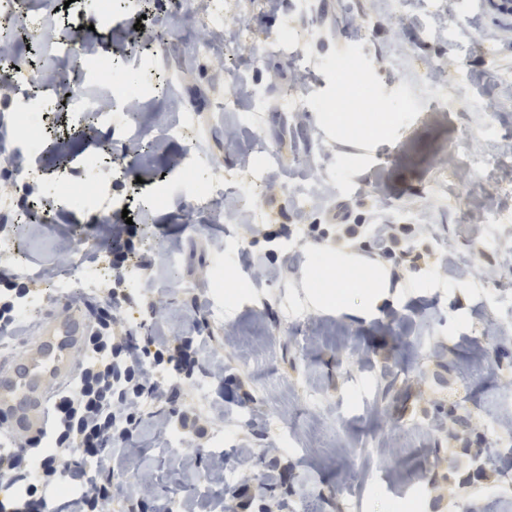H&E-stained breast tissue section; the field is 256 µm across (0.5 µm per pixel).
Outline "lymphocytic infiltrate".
<instances>
[{
    "mask_svg": "<svg viewBox=\"0 0 512 512\" xmlns=\"http://www.w3.org/2000/svg\"><path fill=\"white\" fill-rule=\"evenodd\" d=\"M363 235L382 254L410 264L428 258L404 224H342L336 241L347 245ZM100 292L97 298L82 292L74 297L96 317L75 383L51 401L45 432L0 450V478L11 488L0 499V512H114L119 498L103 466L134 440L146 419L163 435L180 427L177 467H187L199 453L205 432L195 421L185 415L149 419L145 412L170 401L174 377L192 376L206 337L133 340L125 329L121 278L102 283Z\"/></svg>",
    "mask_w": 512,
    "mask_h": 512,
    "instance_id": "f902f5d3",
    "label": "lymphocytic infiltrate"
}]
</instances>
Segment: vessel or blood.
<instances>
[{
  "label": "vessel or blood",
  "mask_w": 512,
  "mask_h": 512,
  "mask_svg": "<svg viewBox=\"0 0 512 512\" xmlns=\"http://www.w3.org/2000/svg\"><path fill=\"white\" fill-rule=\"evenodd\" d=\"M89 329L81 310L63 318L42 313L25 349L0 362V413L14 419L17 430L45 429L49 392L75 377Z\"/></svg>",
  "instance_id": "obj_1"
}]
</instances>
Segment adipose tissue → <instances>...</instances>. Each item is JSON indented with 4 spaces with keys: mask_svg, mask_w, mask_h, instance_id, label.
<instances>
[{
    "mask_svg": "<svg viewBox=\"0 0 512 512\" xmlns=\"http://www.w3.org/2000/svg\"><path fill=\"white\" fill-rule=\"evenodd\" d=\"M312 280L323 298L344 301L349 290H357L365 302H372L377 294L379 282L374 272L365 266H347L320 258L313 266Z\"/></svg>",
    "mask_w": 512,
    "mask_h": 512,
    "instance_id": "1",
    "label": "adipose tissue"
}]
</instances>
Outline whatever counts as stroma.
Here are the masks:
<instances>
[{
	"instance_id": "stroma-1",
	"label": "stroma",
	"mask_w": 512,
	"mask_h": 512,
	"mask_svg": "<svg viewBox=\"0 0 512 512\" xmlns=\"http://www.w3.org/2000/svg\"><path fill=\"white\" fill-rule=\"evenodd\" d=\"M226 17L222 61L181 34L199 28L185 0H142V24L166 29L157 51L133 49L140 88L155 112L115 108L140 127L137 142L113 143L92 117L53 116L54 133L33 151L0 162V214L8 217L17 258L49 268L76 230L82 263L68 266L72 290L90 291L112 270L89 263L109 250L112 227L97 221L107 199L61 205L45 196L60 172L71 181L107 184L127 195L139 226L140 250L152 267L129 289L123 307L131 336L209 334L202 355L162 416L208 413L200 455L188 471L173 469L172 442H157L150 424L141 450L112 459V483L136 493L140 470L156 476L144 512H181L185 499L243 490L246 512L287 500L290 512H512V467L497 451L512 421V222L486 224L490 209L512 212V194L468 167L485 154L512 165V17L476 0H220ZM57 26L70 38L94 26L107 57L127 19L102 22L91 0L57 6ZM294 31L280 48L277 36ZM339 56L354 60L356 83L341 91ZM233 71L247 97L216 111L226 87L217 65ZM348 110L379 107L389 115L376 134L347 138L316 104ZM171 120L190 112L197 123L171 137L156 111ZM138 157L143 183L118 179L106 157ZM192 164L195 184L183 181ZM266 177L250 178L256 165ZM221 191L220 209L197 205L200 190ZM161 194L166 204L147 208ZM51 207L49 223L19 218L25 198ZM248 215L259 225L239 224ZM338 224H427L422 243L436 267L372 255L381 303L362 309L322 300L311 286L315 260L344 259L330 238ZM269 269L262 286L247 285L256 261ZM239 282L227 294L228 281ZM37 301L18 320L30 332L41 312L61 313L71 299L51 278L36 284ZM165 320L156 324L155 309ZM223 374L211 371L214 360ZM223 405V415L211 414ZM277 454H267L268 441ZM482 449L471 464V449ZM223 460L222 485L207 475ZM253 479L242 485L240 462ZM350 484L351 496L339 488Z\"/></svg>"
}]
</instances>
